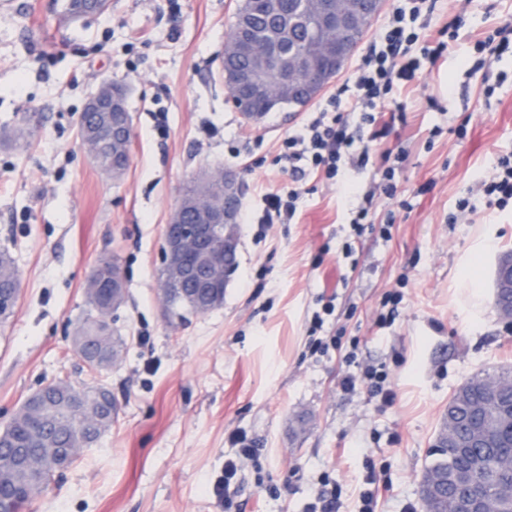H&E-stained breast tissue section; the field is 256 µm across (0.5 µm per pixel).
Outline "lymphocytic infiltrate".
Returning a JSON list of instances; mask_svg holds the SVG:
<instances>
[{
	"mask_svg": "<svg viewBox=\"0 0 512 512\" xmlns=\"http://www.w3.org/2000/svg\"><path fill=\"white\" fill-rule=\"evenodd\" d=\"M450 2L448 21L433 36L428 32L434 11L430 0H401L366 45L353 77L326 99L324 109L334 113L333 122L316 116L303 134L284 140L281 158L292 173L309 167L342 182L347 170L368 164L372 143L388 138L394 121L405 118L407 106L398 98L399 88L412 84L424 63L442 59L465 27L466 7L460 0ZM507 56L512 58L511 21L496 25L475 41L466 59V73L480 77L484 98H492L497 90L489 69ZM475 192L489 207L503 209L512 204V153L497 157L492 174L477 182ZM379 195L408 208V201L398 196L395 165L384 166L379 183L361 194L355 226L370 223Z\"/></svg>",
	"mask_w": 512,
	"mask_h": 512,
	"instance_id": "1",
	"label": "lymphocytic infiltrate"
}]
</instances>
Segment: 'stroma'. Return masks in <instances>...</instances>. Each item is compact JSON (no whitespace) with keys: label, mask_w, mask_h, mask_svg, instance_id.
<instances>
[{"label":"stroma","mask_w":512,"mask_h":512,"mask_svg":"<svg viewBox=\"0 0 512 512\" xmlns=\"http://www.w3.org/2000/svg\"><path fill=\"white\" fill-rule=\"evenodd\" d=\"M63 4L0 0V250L22 274L0 323V429L59 379L106 386L118 417L25 512H311L322 490L336 491V512H359L370 474L379 512H424L419 485L449 397L473 374L512 367V321L493 292L512 208L448 221L512 152V61L494 64L507 79L489 102L461 63L486 27L512 18V0H472L455 53L403 90L405 123L351 178L379 180L384 153L404 149L397 180L410 206L379 199L360 232L336 183L312 169L295 177L279 159L318 101L257 121L235 109L221 62L237 0H112L74 23L61 21ZM104 82L129 89L118 181L80 136ZM21 123L31 137L11 140ZM216 168L240 177L238 269L222 306L171 322L164 227L186 181ZM291 190L294 216L261 223L264 195ZM112 254L126 295L111 326L125 347L97 371L72 336L89 272ZM368 366L386 374L392 402L342 391ZM243 448L256 454L228 510L213 485Z\"/></svg>","instance_id":"1"}]
</instances>
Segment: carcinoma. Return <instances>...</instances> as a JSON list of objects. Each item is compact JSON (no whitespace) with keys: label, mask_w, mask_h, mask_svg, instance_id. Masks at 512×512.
<instances>
[{"label":"carcinoma","mask_w":512,"mask_h":512,"mask_svg":"<svg viewBox=\"0 0 512 512\" xmlns=\"http://www.w3.org/2000/svg\"><path fill=\"white\" fill-rule=\"evenodd\" d=\"M362 0H241L237 5L225 51L239 69L255 73L265 87H278L280 94L243 103L240 110L252 118L274 109L296 112L316 93L306 91L308 72L322 70L335 48L332 35L318 22L325 9L355 18L348 36L363 39L373 18L359 10ZM184 196L199 200H224V183L206 176L187 183ZM96 280H88V311L74 340L89 337L88 344L74 345L94 368L114 365L120 359L123 341L112 333L105 316L112 315V302L96 291L101 282L120 274L117 257L103 258L94 267ZM0 279L16 287L22 276L10 254L0 252ZM193 294L172 293L166 300L170 317H183L197 310ZM52 386L59 400L48 407L24 402L5 432L19 448L38 460L35 471L18 470L11 449L0 447V487L14 492L0 500V512H24L43 491L49 479L69 459L72 466L83 445L98 442L117 418L115 406H102L101 420H85L86 405L105 391L102 385L78 387L67 381ZM432 464L426 469L420 490L425 512H456L453 493L436 496L430 486L448 481L457 488L475 490L484 512H512V368L494 374L477 373L462 383L448 399L441 428L431 448Z\"/></svg>","instance_id":"carcinoma-1"}]
</instances>
